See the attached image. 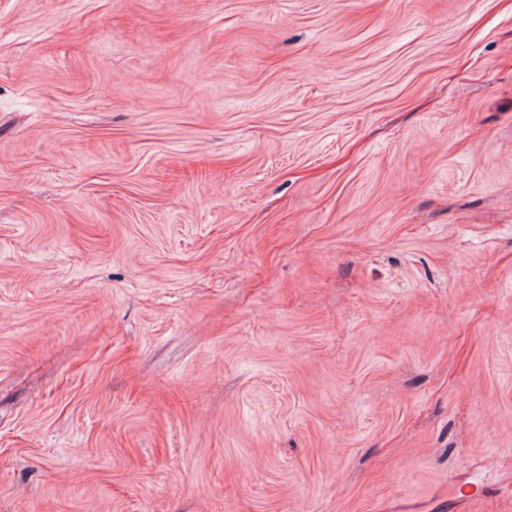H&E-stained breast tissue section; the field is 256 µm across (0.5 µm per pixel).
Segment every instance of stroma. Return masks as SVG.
Instances as JSON below:
<instances>
[{
	"label": "stroma",
	"instance_id": "1",
	"mask_svg": "<svg viewBox=\"0 0 512 512\" xmlns=\"http://www.w3.org/2000/svg\"><path fill=\"white\" fill-rule=\"evenodd\" d=\"M512 484V0H0V512H461Z\"/></svg>",
	"mask_w": 512,
	"mask_h": 512
}]
</instances>
